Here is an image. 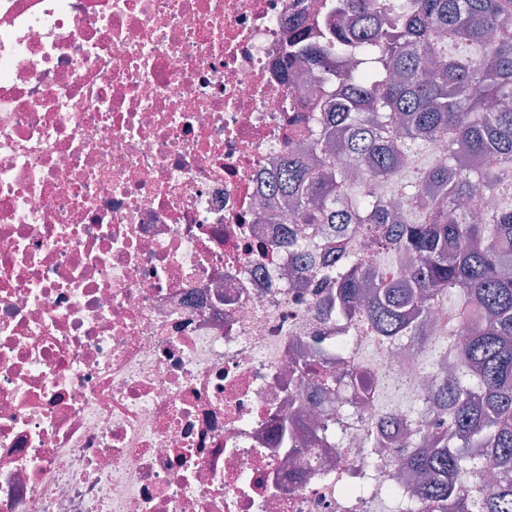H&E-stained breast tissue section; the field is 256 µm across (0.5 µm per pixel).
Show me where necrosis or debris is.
<instances>
[{"mask_svg":"<svg viewBox=\"0 0 512 512\" xmlns=\"http://www.w3.org/2000/svg\"><path fill=\"white\" fill-rule=\"evenodd\" d=\"M324 2L0 0V512H380L419 483L361 445L379 389L316 396L337 365L303 349L415 398L437 336L366 360L335 289L278 274L264 186L327 88L285 57Z\"/></svg>","mask_w":512,"mask_h":512,"instance_id":"obj_1","label":"necrosis or debris"}]
</instances>
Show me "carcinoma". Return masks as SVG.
Here are the masks:
<instances>
[{
	"instance_id": "cac0c4a2",
	"label": "carcinoma",
	"mask_w": 512,
	"mask_h": 512,
	"mask_svg": "<svg viewBox=\"0 0 512 512\" xmlns=\"http://www.w3.org/2000/svg\"><path fill=\"white\" fill-rule=\"evenodd\" d=\"M363 27H327L298 55L341 84L314 106L303 132L316 135L312 160L288 156L270 189L295 212L302 246L312 227L336 226L317 251L301 250L298 270L336 289V321L386 344L413 341L430 307L459 295L448 332L467 330L446 372L425 362L442 392L419 406L447 415L419 432L407 464L425 482L429 512H512V0H346ZM347 58L363 72L340 75ZM434 143L446 157L399 178L401 160ZM490 157L493 163H485ZM493 206L485 205V193ZM406 203L396 215L386 197ZM366 244L407 260L372 269L345 249L350 225ZM487 459L497 481L484 492L466 477Z\"/></svg>"
}]
</instances>
